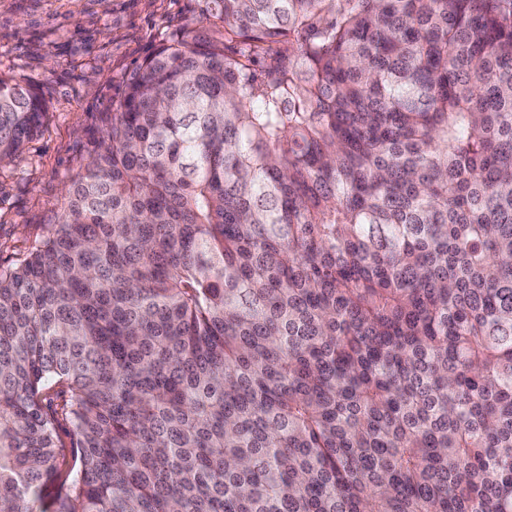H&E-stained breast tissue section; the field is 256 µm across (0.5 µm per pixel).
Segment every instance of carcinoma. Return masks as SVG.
Wrapping results in <instances>:
<instances>
[{
    "label": "carcinoma",
    "instance_id": "obj_1",
    "mask_svg": "<svg viewBox=\"0 0 512 512\" xmlns=\"http://www.w3.org/2000/svg\"><path fill=\"white\" fill-rule=\"evenodd\" d=\"M200 17L0 269V512H512V0Z\"/></svg>",
    "mask_w": 512,
    "mask_h": 512
}]
</instances>
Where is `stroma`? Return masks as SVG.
Instances as JSON below:
<instances>
[{"label":"stroma","instance_id":"stroma-1","mask_svg":"<svg viewBox=\"0 0 512 512\" xmlns=\"http://www.w3.org/2000/svg\"><path fill=\"white\" fill-rule=\"evenodd\" d=\"M199 0H0V75L36 89L41 131L0 167V267L19 263L63 205L122 79L166 33H212Z\"/></svg>","mask_w":512,"mask_h":512}]
</instances>
